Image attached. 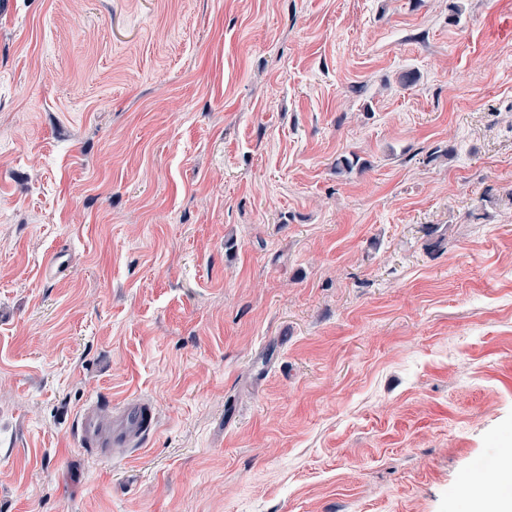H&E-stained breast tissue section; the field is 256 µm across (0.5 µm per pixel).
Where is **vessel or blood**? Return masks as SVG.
<instances>
[{
	"label": "vessel or blood",
	"instance_id": "1",
	"mask_svg": "<svg viewBox=\"0 0 512 512\" xmlns=\"http://www.w3.org/2000/svg\"><path fill=\"white\" fill-rule=\"evenodd\" d=\"M155 425L154 412L148 404L130 399L105 416L95 406L81 409L77 419L79 444L108 456L113 448H135Z\"/></svg>",
	"mask_w": 512,
	"mask_h": 512
}]
</instances>
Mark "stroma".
I'll list each match as a JSON object with an SVG mask.
<instances>
[{
	"instance_id": "obj_1",
	"label": "stroma",
	"mask_w": 512,
	"mask_h": 512,
	"mask_svg": "<svg viewBox=\"0 0 512 512\" xmlns=\"http://www.w3.org/2000/svg\"><path fill=\"white\" fill-rule=\"evenodd\" d=\"M510 452L512 0L0 9V512H478ZM155 426L153 409L148 404L130 399L113 410L112 415L103 416L93 405L79 412L77 434L79 444L102 457L109 456L110 448H136ZM143 448H136L137 451Z\"/></svg>"
}]
</instances>
